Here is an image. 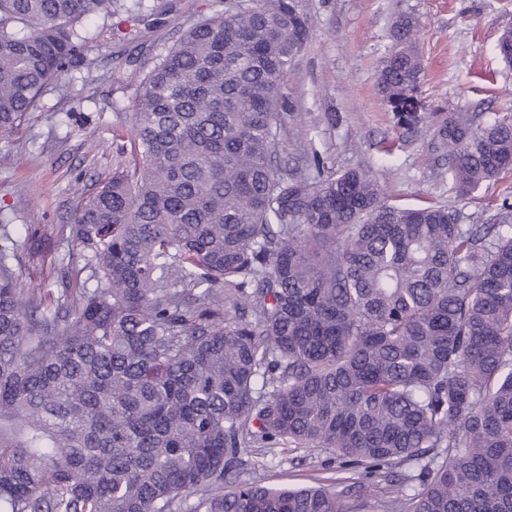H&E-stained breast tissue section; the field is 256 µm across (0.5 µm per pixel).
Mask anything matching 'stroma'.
<instances>
[{
	"instance_id": "35a3bbf8",
	"label": "stroma",
	"mask_w": 512,
	"mask_h": 512,
	"mask_svg": "<svg viewBox=\"0 0 512 512\" xmlns=\"http://www.w3.org/2000/svg\"><path fill=\"white\" fill-rule=\"evenodd\" d=\"M155 14L128 25L122 41L105 34L110 18L83 21L92 39L87 63L50 85L8 139L0 140V252L27 288H95L69 226L81 195L108 178L130 149L133 96L145 72L217 0H154ZM310 39L285 82L300 124L285 123L279 156L304 170L315 147L327 167L376 172L397 204L440 203L462 223L496 214L504 184L461 197L445 162L433 161L426 136L398 142L393 112L376 85L394 16L420 29L422 112H511L512 67L498 41L512 28V0H301ZM244 477L267 485L326 483L338 463L330 449L255 448Z\"/></svg>"
}]
</instances>
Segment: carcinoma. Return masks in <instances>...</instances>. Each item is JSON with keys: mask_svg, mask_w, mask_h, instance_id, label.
<instances>
[{"mask_svg": "<svg viewBox=\"0 0 512 512\" xmlns=\"http://www.w3.org/2000/svg\"><path fill=\"white\" fill-rule=\"evenodd\" d=\"M123 9L0 0V139L86 61L77 23ZM418 36L396 17L378 86L466 196L512 172V115L420 127ZM308 39L299 0H224L145 74L136 158L74 215L97 287L47 304L0 258V512L358 509L335 485L233 477L288 447L364 469L380 512H512V206L461 224L315 149L281 168Z\"/></svg>", "mask_w": 512, "mask_h": 512, "instance_id": "carcinoma-1", "label": "carcinoma"}]
</instances>
